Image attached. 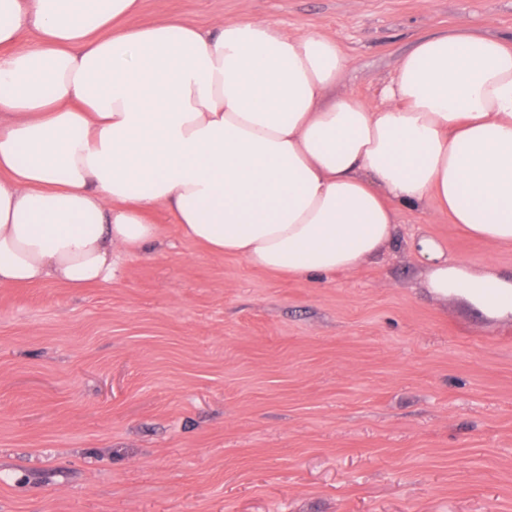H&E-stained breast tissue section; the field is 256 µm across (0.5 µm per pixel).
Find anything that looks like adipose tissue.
<instances>
[{
	"mask_svg": "<svg viewBox=\"0 0 512 512\" xmlns=\"http://www.w3.org/2000/svg\"><path fill=\"white\" fill-rule=\"evenodd\" d=\"M140 0H0V286L72 288L142 252L159 205L184 238L271 273L364 265L435 200L512 245V46L421 39L378 104L333 96L334 38L247 19L124 27ZM31 46L14 51L24 34ZM416 249L430 293L512 318V276Z\"/></svg>",
	"mask_w": 512,
	"mask_h": 512,
	"instance_id": "adipose-tissue-1",
	"label": "adipose tissue"
}]
</instances>
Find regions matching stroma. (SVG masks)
Returning <instances> with one entry per match:
<instances>
[{"mask_svg": "<svg viewBox=\"0 0 512 512\" xmlns=\"http://www.w3.org/2000/svg\"><path fill=\"white\" fill-rule=\"evenodd\" d=\"M336 38L369 102L419 39L512 42V0H141L130 25ZM112 279L0 288V512H512V320L432 295L413 243L512 274L434 202L313 281L182 238Z\"/></svg>", "mask_w": 512, "mask_h": 512, "instance_id": "1", "label": "stroma"}]
</instances>
